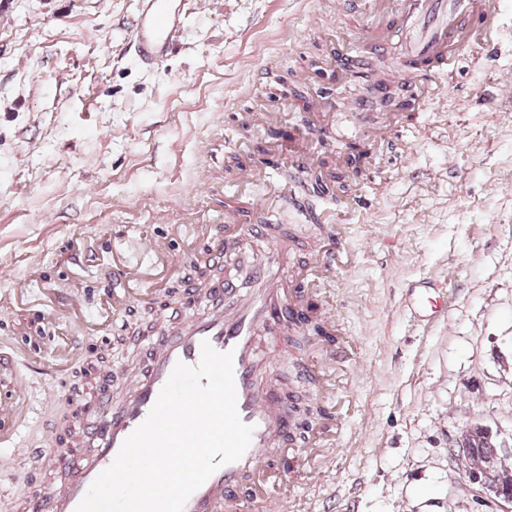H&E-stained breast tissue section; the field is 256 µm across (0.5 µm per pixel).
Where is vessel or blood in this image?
Instances as JSON below:
<instances>
[{"mask_svg": "<svg viewBox=\"0 0 512 512\" xmlns=\"http://www.w3.org/2000/svg\"><path fill=\"white\" fill-rule=\"evenodd\" d=\"M139 4L129 45L142 62L149 63L172 51L185 13L176 0H139ZM504 4L505 0H395L386 27L373 32L369 41L373 49L381 51L391 33L402 34L406 63L414 67L416 75L409 94L420 100L424 97L421 79L425 64L451 73L460 67L470 44L495 43ZM246 222V215H239L234 223L225 225L223 236L210 239L198 255L202 262L237 263L238 276L213 289L211 312L182 321L176 330L150 342L145 369L127 379L128 396L86 424L83 452L53 448L58 468L72 473L73 479L64 485L45 486L33 512H76L91 483L113 463L123 441L147 418L176 363L197 364L206 342L217 351H233L238 413L254 431L245 455L216 471L189 497L184 512H239L246 500L270 512L271 499L255 477L282 454L290 421L280 405L276 381H258L268 364L259 357L257 343L262 332L269 343H276L280 321L297 292L282 285L278 274L281 251H271L257 263L245 250L230 252V244L238 245Z\"/></svg>", "mask_w": 512, "mask_h": 512, "instance_id": "vessel-or-blood-1", "label": "vessel or blood"}]
</instances>
